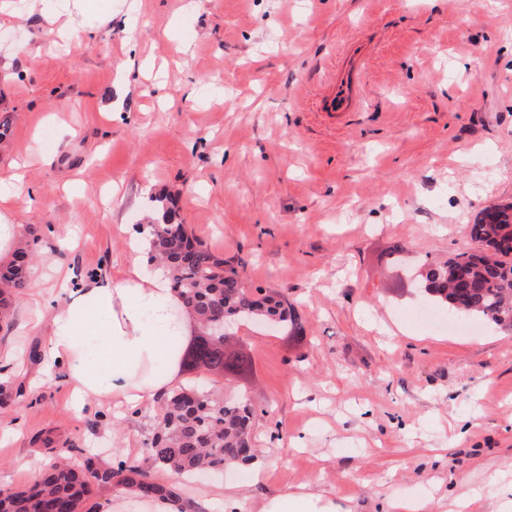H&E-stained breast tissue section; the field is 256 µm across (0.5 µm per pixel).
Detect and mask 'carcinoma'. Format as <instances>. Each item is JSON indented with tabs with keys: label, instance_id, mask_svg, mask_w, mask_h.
Returning <instances> with one entry per match:
<instances>
[{
	"label": "carcinoma",
	"instance_id": "obj_1",
	"mask_svg": "<svg viewBox=\"0 0 512 512\" xmlns=\"http://www.w3.org/2000/svg\"><path fill=\"white\" fill-rule=\"evenodd\" d=\"M150 262L162 266L174 295L204 332L193 349L183 344L180 368L224 375L240 371L243 353L212 334L220 323L257 320L270 327L303 330L295 308L262 289L247 288L233 268L224 265L183 224H147ZM477 253L462 252L423 265L418 288L435 306L465 319L512 330V203L498 204L466 227ZM30 242L19 244L11 262L0 266V324L9 322L13 302L29 288L33 262ZM53 462L29 486L5 492L0 512H93L96 499L115 487L143 497L177 496L178 481L198 472L222 471L231 463L254 459L253 412L238 401H226L195 384L180 386L161 401L157 428L146 439L149 465L103 467L87 457L73 464L69 441L44 440Z\"/></svg>",
	"mask_w": 512,
	"mask_h": 512
}]
</instances>
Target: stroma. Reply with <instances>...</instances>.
I'll return each instance as SVG.
<instances>
[{
  "mask_svg": "<svg viewBox=\"0 0 512 512\" xmlns=\"http://www.w3.org/2000/svg\"><path fill=\"white\" fill-rule=\"evenodd\" d=\"M0 0V177L24 173L14 212L35 239L32 288L120 277L136 226L165 199L250 288L294 303L304 330L248 322L251 365L204 375L255 411L253 462L183 486L184 500L263 512L314 488L333 512H480L512 500V332L415 323L410 273L474 244L482 209L512 202V0ZM82 47L61 52L67 40ZM365 53L358 111L319 104L345 50ZM17 303L0 328V489L51 457L144 464L156 403L77 410L69 387L29 396L45 325Z\"/></svg>",
  "mask_w": 512,
  "mask_h": 512,
  "instance_id": "stroma-1",
  "label": "stroma"
}]
</instances>
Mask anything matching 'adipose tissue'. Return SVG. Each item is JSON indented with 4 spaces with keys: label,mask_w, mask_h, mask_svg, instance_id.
Wrapping results in <instances>:
<instances>
[{
    "label": "adipose tissue",
    "mask_w": 512,
    "mask_h": 512,
    "mask_svg": "<svg viewBox=\"0 0 512 512\" xmlns=\"http://www.w3.org/2000/svg\"><path fill=\"white\" fill-rule=\"evenodd\" d=\"M23 194L0 182V262L22 238L12 211ZM69 301H29L47 322L45 373L68 383L83 405L128 407L153 401L181 381L179 349L199 327L181 308L164 276H143L132 261L118 278L98 277L71 285Z\"/></svg>",
    "instance_id": "adipose-tissue-1"
}]
</instances>
